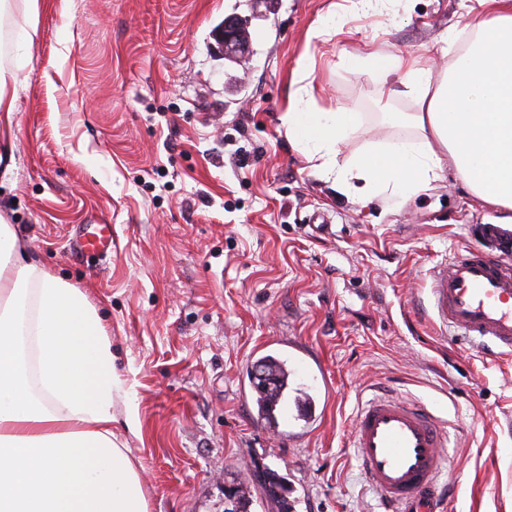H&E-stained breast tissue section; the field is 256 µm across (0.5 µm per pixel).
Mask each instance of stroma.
<instances>
[{"instance_id": "1", "label": "stroma", "mask_w": 512, "mask_h": 512, "mask_svg": "<svg viewBox=\"0 0 512 512\" xmlns=\"http://www.w3.org/2000/svg\"><path fill=\"white\" fill-rule=\"evenodd\" d=\"M247 22L246 58L214 30ZM336 18L327 40L313 30ZM460 0H42L22 55L25 83L0 131V215L29 260L104 313L126 396L112 425L138 468L149 512H224L225 482L286 477L292 512H384L351 446L381 391L428 405L448 433L446 512H512V357L491 360L427 313L431 268L475 245L502 212L451 168L408 200H358L316 172L282 124L288 95L358 122L337 167L416 130L413 96L367 64L420 62L438 83L473 39ZM456 41H449V34ZM321 211L332 233L316 236ZM79 224H108L99 261L70 246ZM291 339L330 383L293 438L254 421L243 382ZM137 419L141 436L126 419Z\"/></svg>"}]
</instances>
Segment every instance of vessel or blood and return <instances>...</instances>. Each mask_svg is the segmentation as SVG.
<instances>
[{
    "label": "vessel or blood",
    "instance_id": "obj_1",
    "mask_svg": "<svg viewBox=\"0 0 512 512\" xmlns=\"http://www.w3.org/2000/svg\"><path fill=\"white\" fill-rule=\"evenodd\" d=\"M475 234L478 247L432 268L429 308L442 327L500 358L512 354V227L483 224ZM72 246L82 253L111 254V225H80ZM351 441L386 512H441L447 440L426 406L376 395L358 413Z\"/></svg>",
    "mask_w": 512,
    "mask_h": 512
}]
</instances>
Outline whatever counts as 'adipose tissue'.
Segmentation results:
<instances>
[{
  "label": "adipose tissue",
  "mask_w": 512,
  "mask_h": 512,
  "mask_svg": "<svg viewBox=\"0 0 512 512\" xmlns=\"http://www.w3.org/2000/svg\"><path fill=\"white\" fill-rule=\"evenodd\" d=\"M40 0H0V29L28 48ZM474 39L448 75L430 86L425 70L376 57L405 94L427 104L407 114L418 129L336 166L353 113L312 111L291 97L282 117L289 142L334 179L366 193L404 198L427 189L449 166L482 203L512 212V0L468 6ZM124 392L112 339L98 308L73 284L27 262L0 216V512H149L141 478L114 439L112 404Z\"/></svg>",
  "instance_id": "1"
}]
</instances>
